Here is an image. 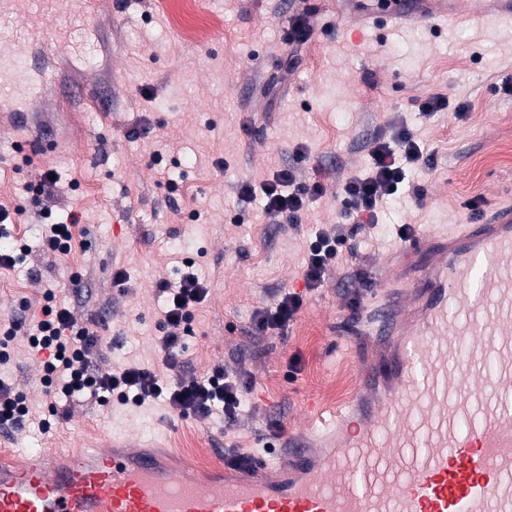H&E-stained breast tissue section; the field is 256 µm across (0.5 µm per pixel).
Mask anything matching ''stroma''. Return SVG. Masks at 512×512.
Masks as SVG:
<instances>
[{"instance_id":"1","label":"stroma","mask_w":512,"mask_h":512,"mask_svg":"<svg viewBox=\"0 0 512 512\" xmlns=\"http://www.w3.org/2000/svg\"><path fill=\"white\" fill-rule=\"evenodd\" d=\"M196 7L222 20L205 42L186 41L178 0H0V51L25 63L23 77L0 74V113L28 115L24 127H0V207L11 216L0 248L29 246L22 264L0 267V321L35 329L42 293L53 289L78 325L111 310L94 360L137 363L173 380L217 365L242 369L252 379L244 408L232 421L183 417L161 402L64 400L52 412L38 356L20 335L0 379L26 396L35 418L0 452L90 448L119 428L133 437L167 432L171 446L190 456L204 449L217 469L232 447L288 464L290 441L315 423L309 405L335 416L346 398L329 400V386L344 376L357 387L362 364L380 349L357 324L377 285L408 283L416 242L469 223L472 208L489 217L512 204V94L502 90L512 82V15L502 0H457L449 13L441 0H423L383 20L373 0ZM298 13L314 35L291 49L284 37ZM34 27L50 40L31 41ZM89 29L92 66L82 61ZM433 97L448 108L420 114ZM74 108L83 112L78 129ZM399 124L423 162L407 167L377 224L347 241L329 281L306 292L310 238L347 221L342 178L366 172L374 140ZM295 164L324 193L293 224L265 215L260 188ZM47 168L58 191L33 202ZM245 182L256 189L248 200L239 195ZM49 220L73 223L67 255L45 251ZM404 224L414 229L407 241L398 235ZM117 268L127 273L121 286L112 283ZM189 270L209 293L193 311L181 365L170 369L157 346L164 298L156 284ZM286 291L304 296L297 320L281 334H254L253 311Z\"/></svg>"}]
</instances>
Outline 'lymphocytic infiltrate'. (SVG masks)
I'll return each mask as SVG.
<instances>
[{
  "label": "lymphocytic infiltrate",
  "mask_w": 512,
  "mask_h": 512,
  "mask_svg": "<svg viewBox=\"0 0 512 512\" xmlns=\"http://www.w3.org/2000/svg\"><path fill=\"white\" fill-rule=\"evenodd\" d=\"M370 157L367 173L348 177L341 185L348 215L358 227L376 222L382 201L395 195L403 183L405 165L419 162L422 153L412 133L399 126L391 140L374 141ZM261 190L264 211L269 217L285 216L294 222L299 220L308 201L322 195L324 187L319 180L304 179L300 169L293 166L279 170ZM350 234V229L341 224L316 234L305 260L303 280L307 290L324 285ZM156 288L165 295L167 304L158 347L165 362L172 363L184 348L192 310L205 300L208 288L192 274L175 286L159 281ZM303 303L302 294L287 291L275 306L257 308L252 319L255 332H283L296 321ZM42 314L38 332L30 336L29 342L45 355L42 383L52 401L81 397L100 404L115 400L140 406L161 400L183 416L205 417L219 412L229 421L241 411L250 388L245 371L231 374L217 366L200 377L171 381L155 369L139 364L119 370L96 365L90 359L94 339L89 330L76 329L70 307L58 302L53 292H44Z\"/></svg>",
  "instance_id": "1"
}]
</instances>
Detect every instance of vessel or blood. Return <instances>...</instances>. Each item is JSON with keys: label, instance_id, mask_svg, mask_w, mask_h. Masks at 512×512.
Listing matches in <instances>:
<instances>
[{"label": "vessel or blood", "instance_id": "b4317fda", "mask_svg": "<svg viewBox=\"0 0 512 512\" xmlns=\"http://www.w3.org/2000/svg\"><path fill=\"white\" fill-rule=\"evenodd\" d=\"M438 253L369 314L395 354L364 376L389 388L300 436L295 474L196 478L121 434L55 467L42 448L1 462L0 512H512V205Z\"/></svg>", "mask_w": 512, "mask_h": 512}]
</instances>
